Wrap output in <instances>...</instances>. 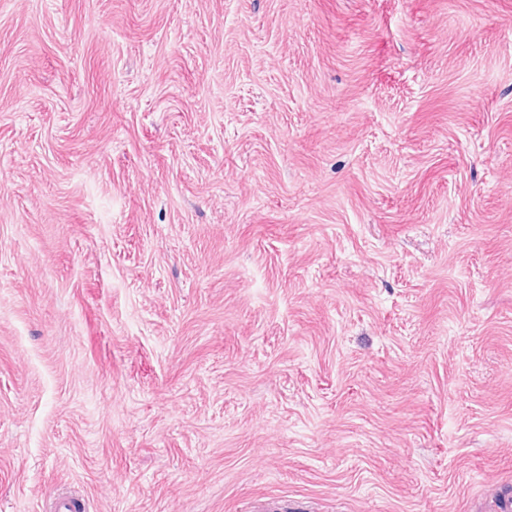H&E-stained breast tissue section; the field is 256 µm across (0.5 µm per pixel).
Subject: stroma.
Masks as SVG:
<instances>
[{
    "label": "stroma",
    "instance_id": "stroma-1",
    "mask_svg": "<svg viewBox=\"0 0 512 512\" xmlns=\"http://www.w3.org/2000/svg\"><path fill=\"white\" fill-rule=\"evenodd\" d=\"M500 512L512 0H0V512Z\"/></svg>",
    "mask_w": 512,
    "mask_h": 512
}]
</instances>
